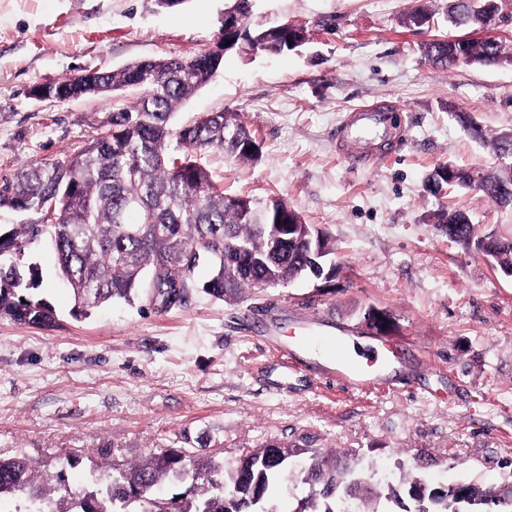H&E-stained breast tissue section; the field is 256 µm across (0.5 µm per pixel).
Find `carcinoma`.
<instances>
[{"label":"carcinoma","instance_id":"cac0c4a2","mask_svg":"<svg viewBox=\"0 0 512 512\" xmlns=\"http://www.w3.org/2000/svg\"><path fill=\"white\" fill-rule=\"evenodd\" d=\"M498 0H448V21L456 27L487 31L496 24ZM430 21L423 7L407 10L403 23L420 27ZM303 36L289 25L267 33L262 50L279 53L288 40ZM429 61L442 68L458 64L481 67L512 63V53L496 36L468 38L452 45L434 39L426 45ZM208 59H154L132 63L101 77L116 91H141L137 101L112 112L107 129L67 162L23 165L0 188V207L37 212L56 201V223L18 224L0 234V317L20 324L45 325L53 311L36 296L41 272L16 257L39 240L49 241L59 274L86 315L115 300L129 302L142 289L163 298L165 307L180 305L202 262L210 275L202 290L222 301L266 282L288 283L310 273L305 231L272 256L271 225L293 224L297 214L284 202L258 207L252 200L224 194L207 169L206 157L221 149L243 160L258 157L251 131L224 112L190 125H172L174 110L206 83ZM502 176L481 177L478 192L498 203ZM442 224L458 225L448 240L481 248L474 226L461 212L444 215ZM496 265L512 268V240L485 251ZM294 450L269 444L231 469L181 450H163L126 468L106 469L78 497L64 491L54 507L53 488L36 466L21 457H0V500L22 493L25 512H269L268 503L288 474ZM190 485L179 496L159 501L154 488L165 482ZM309 493L292 512H512V479L497 488L470 485V500L458 502L451 487L432 486L415 477L403 490L375 492L362 472L329 465L318 456L300 471Z\"/></svg>","mask_w":512,"mask_h":512}]
</instances>
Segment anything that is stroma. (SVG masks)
<instances>
[{"instance_id": "stroma-1", "label": "stroma", "mask_w": 512, "mask_h": 512, "mask_svg": "<svg viewBox=\"0 0 512 512\" xmlns=\"http://www.w3.org/2000/svg\"><path fill=\"white\" fill-rule=\"evenodd\" d=\"M232 0H0V179L31 161L83 150L132 92L36 102L31 87L148 58L222 49ZM425 6L431 22L403 23ZM446 0H252L250 30L291 23L304 41L278 55L224 51L212 80L175 110L174 124L227 112L256 136L258 159L215 149L207 161L225 193L257 206L285 202L329 239L330 280L256 288L234 301L196 287L182 305L117 301L74 316L43 242L26 260L42 269L49 326L0 317V456H26L73 492L95 464L122 465L168 448L232 465L277 441L330 463L358 452L379 493L420 476L435 485L512 477V277L475 246L448 239L441 211H461L478 237H512V206L477 190L433 193L450 163L500 174L512 136V64L433 66L423 47L451 34ZM388 102L405 144L352 166L336 150L345 112ZM389 311L386 342L417 384L348 391L316 384L265 341L320 317L323 335L358 332L369 308Z\"/></svg>"}]
</instances>
